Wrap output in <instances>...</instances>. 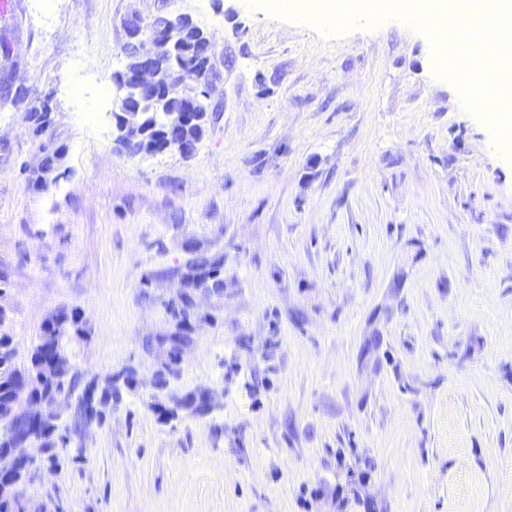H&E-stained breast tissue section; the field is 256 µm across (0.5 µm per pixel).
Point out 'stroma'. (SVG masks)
Returning a JSON list of instances; mask_svg holds the SVG:
<instances>
[{"label":"stroma","mask_w":512,"mask_h":512,"mask_svg":"<svg viewBox=\"0 0 512 512\" xmlns=\"http://www.w3.org/2000/svg\"><path fill=\"white\" fill-rule=\"evenodd\" d=\"M161 14L210 34L214 114L191 158H129L100 89L126 19ZM0 43V335L26 366L76 307L75 368L140 379L27 512H512V160L425 34L325 36L251 0H14ZM45 99L64 153L39 188L24 109ZM190 242L223 252L224 294L198 297L160 391L145 342ZM202 386L211 413L164 422Z\"/></svg>","instance_id":"35a3bbf8"}]
</instances>
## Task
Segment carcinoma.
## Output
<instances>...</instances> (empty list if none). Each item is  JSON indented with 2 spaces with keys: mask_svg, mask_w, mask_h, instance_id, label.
<instances>
[{
  "mask_svg": "<svg viewBox=\"0 0 512 512\" xmlns=\"http://www.w3.org/2000/svg\"><path fill=\"white\" fill-rule=\"evenodd\" d=\"M172 67L175 82L182 85L191 80L198 88L213 90L209 80L212 69L204 66L198 43L183 39L174 52ZM194 88H188L186 93H192ZM50 112L51 108L46 102L28 110L29 118L36 124V132L43 133L48 129ZM173 274L184 277L189 287L198 292L207 290L216 296L224 294L222 257H194L188 260L183 269H177ZM164 306L174 318L173 327L179 329V332L165 340L158 337L150 340L146 343V348L160 353L161 372L164 380L168 382L179 372V363L169 357V353L176 351L179 345L190 339L181 326L192 324L198 318V313L192 308L190 298L180 293L164 302ZM83 333L82 318L77 309L53 312L41 328L28 364L22 368L13 364L11 337L0 336V450L14 447L16 433L24 429V424L36 421L38 426L34 434L39 460L56 466L61 456L70 448L73 436L86 425V421L93 419L98 424H103L112 410V405L121 401L122 389H134L137 379L132 367L116 372L103 385L94 379L85 380L74 368L58 380L43 377L50 362L65 357L63 339L80 338ZM44 397L49 398L52 403L58 400L63 402V407L72 413L71 426L60 427V417L55 414L45 419L38 412L25 409V403L36 404ZM188 409H192V394L172 398V406L165 411V421L178 419L180 412ZM29 482V477L22 476L12 491L0 493V512H26L24 490Z\"/></svg>",
  "mask_w": 512,
  "mask_h": 512,
  "instance_id": "1",
  "label": "carcinoma"
}]
</instances>
